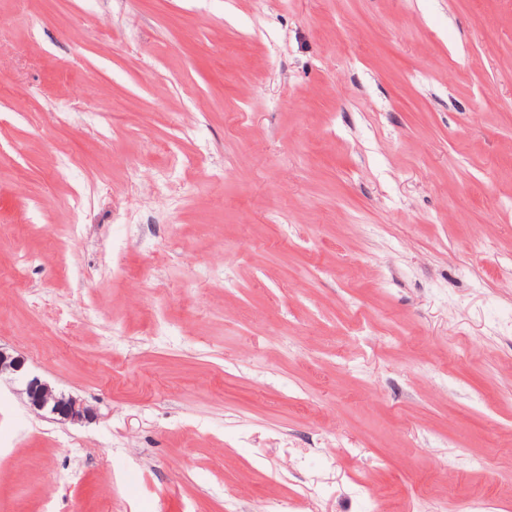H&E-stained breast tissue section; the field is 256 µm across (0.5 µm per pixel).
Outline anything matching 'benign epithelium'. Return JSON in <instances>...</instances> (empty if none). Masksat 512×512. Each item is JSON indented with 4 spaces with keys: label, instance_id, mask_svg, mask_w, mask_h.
Returning a JSON list of instances; mask_svg holds the SVG:
<instances>
[{
    "label": "benign epithelium",
    "instance_id": "7a95c632",
    "mask_svg": "<svg viewBox=\"0 0 512 512\" xmlns=\"http://www.w3.org/2000/svg\"><path fill=\"white\" fill-rule=\"evenodd\" d=\"M3 374H10L22 383L29 406L37 412L71 422L81 421L91 413V408L82 401L56 392L47 382L30 375L24 357L0 347V376Z\"/></svg>",
    "mask_w": 512,
    "mask_h": 512
}]
</instances>
